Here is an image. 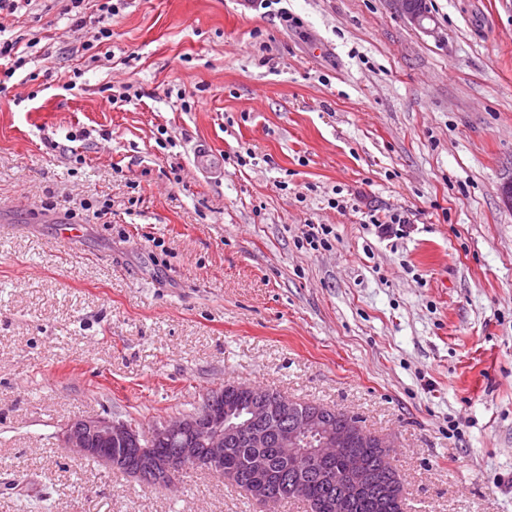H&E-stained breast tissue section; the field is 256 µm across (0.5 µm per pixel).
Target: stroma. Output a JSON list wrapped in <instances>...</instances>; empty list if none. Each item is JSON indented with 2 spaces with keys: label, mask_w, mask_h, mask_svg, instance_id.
<instances>
[{
  "label": "stroma",
  "mask_w": 512,
  "mask_h": 512,
  "mask_svg": "<svg viewBox=\"0 0 512 512\" xmlns=\"http://www.w3.org/2000/svg\"><path fill=\"white\" fill-rule=\"evenodd\" d=\"M125 3L93 54L66 0L0 19L30 44L0 90V512H265L58 437L228 383L392 435L405 512H512V0H427L423 31L392 0ZM368 224H373L377 233L381 236L390 237L397 236L398 232H404L403 225L406 224V220L399 213H388L383 217L377 214L369 215Z\"/></svg>",
  "instance_id": "1"
}]
</instances>
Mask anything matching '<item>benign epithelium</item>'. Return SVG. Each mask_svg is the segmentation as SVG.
<instances>
[{
	"label": "benign epithelium",
	"instance_id": "1",
	"mask_svg": "<svg viewBox=\"0 0 512 512\" xmlns=\"http://www.w3.org/2000/svg\"><path fill=\"white\" fill-rule=\"evenodd\" d=\"M394 2L413 25L425 29L429 19L425 0ZM226 390L237 400H224ZM272 416L281 418L274 436L295 469L315 465L318 479L330 482L332 474L320 465L340 452L344 476L355 489H380L391 496H404L393 472L374 470L351 452L350 446L368 436L358 424L316 404L298 410L288 398L268 396L246 384H227L208 393L195 412L148 428L111 416L81 418L63 428L61 442L62 447L86 459L96 458L108 469H124L147 485L170 488L177 482L178 472L188 468L204 469L235 483L237 474L224 471V445L236 440L254 445L266 441L269 431L264 421ZM159 445L173 446V455L159 456ZM247 469L245 494L268 507L275 505L279 489L265 457L251 456Z\"/></svg>",
	"mask_w": 512,
	"mask_h": 512
}]
</instances>
